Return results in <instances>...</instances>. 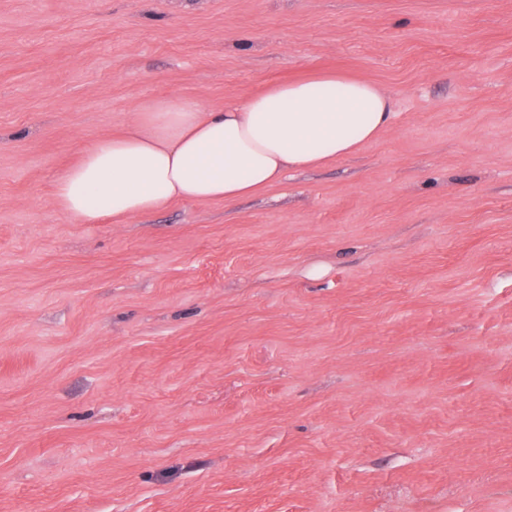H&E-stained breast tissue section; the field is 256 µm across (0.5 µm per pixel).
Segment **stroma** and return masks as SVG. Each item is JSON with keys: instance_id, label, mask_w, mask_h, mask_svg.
Instances as JSON below:
<instances>
[{"instance_id": "1", "label": "stroma", "mask_w": 512, "mask_h": 512, "mask_svg": "<svg viewBox=\"0 0 512 512\" xmlns=\"http://www.w3.org/2000/svg\"><path fill=\"white\" fill-rule=\"evenodd\" d=\"M334 71L396 119L82 223L144 102ZM0 512H512V0H0Z\"/></svg>"}]
</instances>
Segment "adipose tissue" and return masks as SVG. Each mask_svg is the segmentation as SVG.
Instances as JSON below:
<instances>
[{
  "label": "adipose tissue",
  "instance_id": "adipose-tissue-1",
  "mask_svg": "<svg viewBox=\"0 0 512 512\" xmlns=\"http://www.w3.org/2000/svg\"><path fill=\"white\" fill-rule=\"evenodd\" d=\"M385 91L342 73L277 83L216 109L174 94L144 102L118 136L85 149L55 183L66 215L131 219L178 200L233 203L289 171L358 154L392 126Z\"/></svg>",
  "mask_w": 512,
  "mask_h": 512
}]
</instances>
